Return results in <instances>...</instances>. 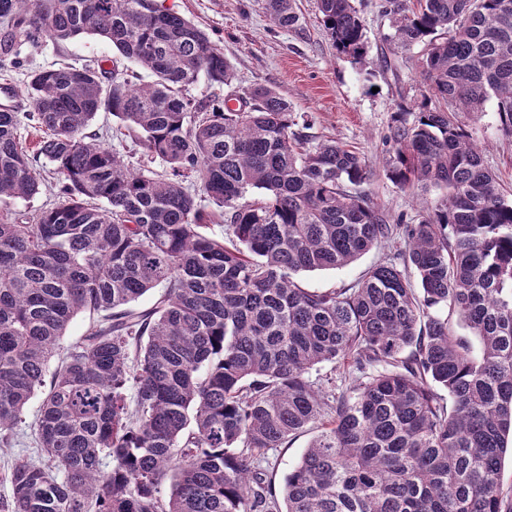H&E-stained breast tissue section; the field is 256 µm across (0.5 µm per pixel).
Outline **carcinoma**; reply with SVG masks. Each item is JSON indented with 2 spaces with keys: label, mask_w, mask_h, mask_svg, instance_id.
Here are the masks:
<instances>
[{
  "label": "carcinoma",
  "mask_w": 512,
  "mask_h": 512,
  "mask_svg": "<svg viewBox=\"0 0 512 512\" xmlns=\"http://www.w3.org/2000/svg\"><path fill=\"white\" fill-rule=\"evenodd\" d=\"M316 4L336 50L362 62L353 0ZM263 8L299 26L294 0ZM379 8L389 41L425 46L427 93L413 121L397 113L385 158L400 188L443 191L416 224L390 223L363 190L364 156L316 139L274 88L194 96L201 77L230 86L233 69L155 0H0L1 77L22 47L83 35L151 74L32 71V152L20 113L0 108L1 437L50 384L43 459L0 479L7 512H512V199L455 118L493 96L512 132V0ZM100 112L165 169L87 133ZM48 164L58 201L21 224L10 204L41 193ZM209 204L222 240L205 232ZM378 245L389 254L349 288L297 280ZM160 285L152 308H131ZM80 312L97 320L65 347ZM323 363L340 372L310 380ZM312 429L276 490L267 453Z\"/></svg>",
  "instance_id": "obj_1"
}]
</instances>
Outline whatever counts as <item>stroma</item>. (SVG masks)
Wrapping results in <instances>:
<instances>
[{
  "label": "stroma",
  "instance_id": "1",
  "mask_svg": "<svg viewBox=\"0 0 512 512\" xmlns=\"http://www.w3.org/2000/svg\"><path fill=\"white\" fill-rule=\"evenodd\" d=\"M159 2L218 41L233 67L236 89L257 82L273 87L288 99L298 118L312 121L313 135L359 151L369 165L365 189L390 217L420 219L421 200H437L438 190L399 188L384 170L395 113L400 106L420 100L424 91L423 48L404 50L386 43L391 23L379 12L378 0H354L367 41L362 65L337 53L323 31L316 0H298L301 25L290 31L273 28L263 0ZM26 58L25 68L13 72L7 88H0V104L21 113L33 109L26 93L29 70L96 62L109 70L131 66L108 43L93 36L59 44L48 41L27 50ZM457 119L481 149L499 186L512 193V133L500 121L496 100L487 101L483 111L458 113ZM382 256V250L374 249L342 268L301 273L299 280L311 289H339L360 280Z\"/></svg>",
  "mask_w": 512,
  "mask_h": 512
}]
</instances>
